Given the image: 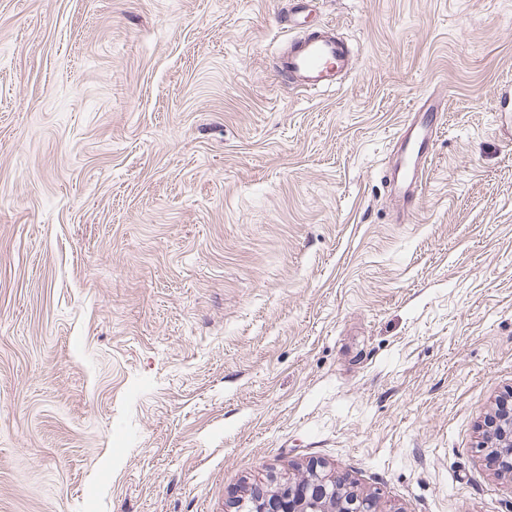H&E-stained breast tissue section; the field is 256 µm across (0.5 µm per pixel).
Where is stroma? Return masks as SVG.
<instances>
[{"label":"stroma","mask_w":512,"mask_h":512,"mask_svg":"<svg viewBox=\"0 0 512 512\" xmlns=\"http://www.w3.org/2000/svg\"><path fill=\"white\" fill-rule=\"evenodd\" d=\"M0 0V512H227L313 463L381 512H512V0ZM445 98L427 188L393 137ZM288 27L293 34L277 59L280 72L294 87L312 91L330 85L353 68L349 46L331 30L300 31L298 18L310 12L316 0H291ZM413 112L412 119L403 123L394 142L395 177L391 199L402 216L409 213L412 201L421 198L424 169L431 159L429 153L439 130L442 101L429 96ZM487 450V464L498 474L512 478V414L511 411L497 416L490 415L483 422Z\"/></svg>","instance_id":"1"}]
</instances>
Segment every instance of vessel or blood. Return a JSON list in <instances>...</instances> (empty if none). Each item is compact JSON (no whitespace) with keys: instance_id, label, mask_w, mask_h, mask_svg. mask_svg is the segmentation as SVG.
Returning a JSON list of instances; mask_svg holds the SVG:
<instances>
[{"instance_id":"1","label":"vessel or blood","mask_w":512,"mask_h":512,"mask_svg":"<svg viewBox=\"0 0 512 512\" xmlns=\"http://www.w3.org/2000/svg\"><path fill=\"white\" fill-rule=\"evenodd\" d=\"M280 72L294 87L312 91L333 84L353 68L349 46L334 32L294 31L277 59ZM442 101L429 97L404 122L394 147V187L391 199L398 212L408 214L409 205L423 191V174L439 127Z\"/></svg>"}]
</instances>
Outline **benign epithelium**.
<instances>
[{
  "label": "benign epithelium",
  "instance_id": "obj_1",
  "mask_svg": "<svg viewBox=\"0 0 512 512\" xmlns=\"http://www.w3.org/2000/svg\"><path fill=\"white\" fill-rule=\"evenodd\" d=\"M483 432L487 464L495 472L512 477V414L489 416L483 422ZM231 505L235 512H379L374 495L346 487L337 472H323L316 465L301 478L274 490L254 485Z\"/></svg>",
  "mask_w": 512,
  "mask_h": 512
}]
</instances>
